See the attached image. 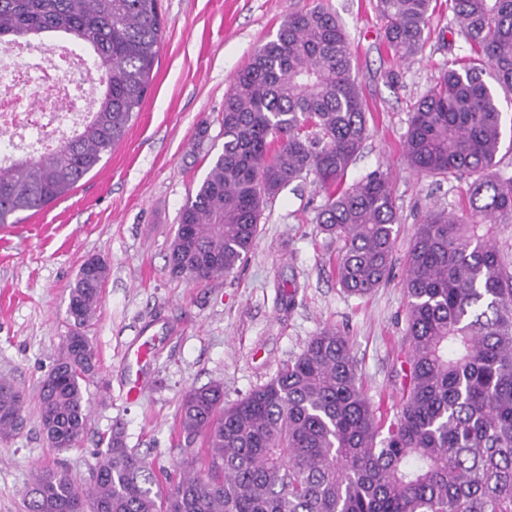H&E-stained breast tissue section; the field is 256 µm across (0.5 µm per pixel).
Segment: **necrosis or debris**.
<instances>
[{
	"instance_id": "necrosis-or-debris-1",
	"label": "necrosis or debris",
	"mask_w": 512,
	"mask_h": 512,
	"mask_svg": "<svg viewBox=\"0 0 512 512\" xmlns=\"http://www.w3.org/2000/svg\"><path fill=\"white\" fill-rule=\"evenodd\" d=\"M11 52L15 55H35L40 57L41 62L33 69L17 66L0 75V134L17 137L18 131L36 130L38 137L35 141L17 137L16 149L23 153L53 147L67 131L75 128L83 119L85 109L93 104L88 95L73 93L70 84L65 81L70 74H90L91 59L88 54L72 50L57 40L27 39L14 44ZM31 85L52 89L53 99L22 107L15 91Z\"/></svg>"
}]
</instances>
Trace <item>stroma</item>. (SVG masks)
<instances>
[{
	"mask_svg": "<svg viewBox=\"0 0 512 512\" xmlns=\"http://www.w3.org/2000/svg\"><path fill=\"white\" fill-rule=\"evenodd\" d=\"M438 2L422 48L402 60L384 43L376 0H161L151 90L123 140L67 197L0 232V378L26 393L21 424L0 438V512H23V492L45 466L89 483L100 440L118 423L158 475L174 474L187 391L220 382L233 403L325 328L348 338L372 401L398 394L405 256L424 215L459 207L466 189L412 170L401 152L415 104L470 55L447 0ZM318 4L345 30L368 107L367 137L346 180L376 169L391 178L399 222L389 282L364 297L339 286V245L318 228L324 195L309 180L267 201L253 249L234 273L202 283L172 276L178 214L223 148L224 96L236 72L290 13ZM92 257L108 277L86 330L97 357L87 383L91 424L79 447L59 452L43 434L38 392L73 328L69 292ZM143 344L150 357L142 369L135 352ZM139 374L143 391L127 400Z\"/></svg>",
	"mask_w": 512,
	"mask_h": 512,
	"instance_id": "1",
	"label": "stroma"
}]
</instances>
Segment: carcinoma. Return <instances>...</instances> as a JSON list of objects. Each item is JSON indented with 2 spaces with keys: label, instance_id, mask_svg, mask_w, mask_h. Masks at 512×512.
Instances as JSON below:
<instances>
[{
  "label": "carcinoma",
  "instance_id": "cac0c4a2",
  "mask_svg": "<svg viewBox=\"0 0 512 512\" xmlns=\"http://www.w3.org/2000/svg\"><path fill=\"white\" fill-rule=\"evenodd\" d=\"M433 0H376L394 55L420 50ZM458 32L480 62L450 68L417 104L402 143L409 166L464 181L460 212L418 225L404 279L402 397L388 411L360 383L347 337L324 329L262 386L224 405V386L189 391L180 424L186 456L162 484L117 424L102 439L89 488L37 471L26 512H512V175L496 170L512 94V0H452ZM163 36L160 0H0V48L67 38L101 73L92 112L57 148L0 167V225L61 200L126 135L150 91ZM347 36L321 6L295 11L261 44L224 97V146L181 207L172 275L227 276L248 257L263 206L313 178L325 195L321 231L341 244L337 277L365 296L392 271L398 215L388 173L343 179L366 137V107ZM105 264L79 271L68 313L84 328L100 305ZM88 338L69 334L41 383L47 441L77 446L89 427L83 384L95 372ZM25 396L0 379V435L18 427ZM204 436V453L192 446Z\"/></svg>",
  "mask_w": 512,
  "mask_h": 512
}]
</instances>
